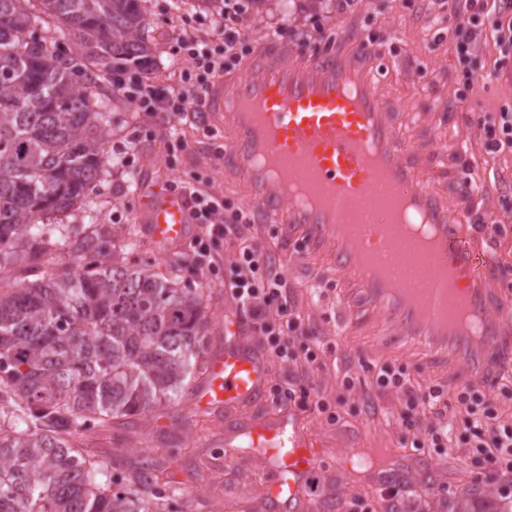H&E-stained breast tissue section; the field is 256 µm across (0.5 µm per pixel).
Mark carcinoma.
<instances>
[{
  "label": "carcinoma",
  "instance_id": "carcinoma-1",
  "mask_svg": "<svg viewBox=\"0 0 512 512\" xmlns=\"http://www.w3.org/2000/svg\"><path fill=\"white\" fill-rule=\"evenodd\" d=\"M147 0H0V267L48 239L105 171L104 82L149 58ZM74 40L35 35L42 16ZM100 230L59 234L67 272L0 294V512H167L180 494L145 453L115 472L73 446L189 386L209 332L202 296L109 263ZM450 512H502L474 483Z\"/></svg>",
  "mask_w": 512,
  "mask_h": 512
}]
</instances>
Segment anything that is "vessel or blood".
Masks as SVG:
<instances>
[{"mask_svg": "<svg viewBox=\"0 0 512 512\" xmlns=\"http://www.w3.org/2000/svg\"><path fill=\"white\" fill-rule=\"evenodd\" d=\"M377 54L371 45L299 56L265 51L240 72L220 77L203 109L232 130L224 157L246 186V204L254 213L300 231L309 251L328 256L389 325L400 329L405 342L463 361L473 382L483 384L512 355V299L491 291L480 252L462 244L469 212L450 209L419 180L411 146L397 137L379 97ZM298 170L312 199H293L284 190ZM380 181L394 190L382 204L387 223H396L400 207H407L431 225L435 246L448 261V275L434 276L422 299L409 298L403 283L365 274L361 251L337 230L351 211L363 209ZM138 196L155 243L185 241L190 222L185 195L143 185ZM452 274L466 283L455 295L448 292ZM266 380V359L249 343L241 317L225 313L224 349L208 356L192 407L231 411L262 403ZM245 433L275 461L265 482L268 495L293 505L318 463L322 440L292 410L255 419Z\"/></svg>", "mask_w": 512, "mask_h": 512, "instance_id": "b4317fda", "label": "vessel or blood"}]
</instances>
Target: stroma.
Masks as SVG:
<instances>
[{
    "label": "stroma",
    "mask_w": 512,
    "mask_h": 512,
    "mask_svg": "<svg viewBox=\"0 0 512 512\" xmlns=\"http://www.w3.org/2000/svg\"><path fill=\"white\" fill-rule=\"evenodd\" d=\"M156 35L149 76L179 90L189 62L179 52L173 33L184 23L215 32L224 14L201 0H148ZM252 51H260L271 28L282 27L280 47L290 53L323 52L327 45L312 40L314 29L342 35L350 44L374 37L383 51L375 60L380 96L390 108L396 134L409 140L424 171L452 208H466L472 222L467 235L487 248L489 284L512 296V149L489 151L483 123L501 109L512 108V62L498 65L491 32L480 33L474 54L477 75L465 81L448 33L447 15L433 0H358L354 10L338 11L336 0L322 5L293 0L282 8L267 0L260 20L249 23ZM112 124L106 145L107 171L87 200L89 212L74 211L67 219L71 239L81 240L97 222L112 228L110 259L118 265H149L155 272L178 266L180 285L204 296L210 333L207 353L224 348V313L238 303L224 286V271L239 252L237 240L212 241L210 227L191 224L187 241L164 249L148 236L137 203L136 184L160 187L189 182L224 201L244 207V192L224 171V136L205 113L177 118L150 116L122 94L110 96ZM181 139L182 147L172 146ZM243 237L259 240L281 275L288 305L304 329L290 347L291 358L268 361L263 405L200 413L191 407V392L157 406L149 415L131 419L122 429L100 427L81 433L79 447L125 466L149 451L159 460L178 458L194 477L178 473L181 497L173 512H272L265 495L266 459L241 448V429L250 420L278 409V388L310 385L320 390L324 409L305 410L308 427L328 444L326 456L304 488L296 510L279 512H401L419 504L423 512H449V504L473 478L493 482L495 489L512 485V476L496 472L482 456L466 448L410 450L408 459L384 463L383 476L393 475L398 497L385 495L386 485L340 464L353 448L371 453L400 447L404 434L399 415L405 409L396 391L377 384L381 368L406 372L415 384H438L456 393L472 382L464 363L442 361L428 350H405L400 332L387 327L357 288L321 258L306 254L300 237L285 226L260 221L248 213ZM68 253L48 248L36 259L0 269V280L28 283L66 271ZM320 366L309 369L306 354Z\"/></svg>",
    "instance_id": "obj_1"
}]
</instances>
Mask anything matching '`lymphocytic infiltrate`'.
Segmentation results:
<instances>
[{
    "label": "lymphocytic infiltrate",
    "mask_w": 512,
    "mask_h": 512,
    "mask_svg": "<svg viewBox=\"0 0 512 512\" xmlns=\"http://www.w3.org/2000/svg\"><path fill=\"white\" fill-rule=\"evenodd\" d=\"M485 30L493 33L501 60L512 59V0H464L462 6L454 10L449 33L463 74H470L476 38ZM247 36L245 0H224V27L217 34L209 38H195L182 29L175 35L177 43L186 50L192 62L191 69L183 76L181 92L172 95L153 84L139 83L124 88L123 93L147 113L164 112L174 118L185 112L198 111L215 79L235 70L240 64L248 51ZM181 191L189 197L193 219L212 221V236L218 239L238 236L242 212H234L227 219L221 218L224 201L190 184L183 185ZM224 285L239 304L248 309L251 326L259 335L265 336L269 355L286 358L300 324L288 310L281 277L272 271L258 243L242 247L237 262L224 277ZM270 307L277 308L279 319L267 317L266 310ZM378 382L382 386L399 389L408 403V412L401 415L402 424L408 430L414 427V409L436 406L446 397L441 386L414 388L406 373L387 367L380 371ZM457 401L460 408L452 421L438 417L431 422L422 441L423 447H447L456 425L460 424L471 434L470 439L464 440V447L475 448L493 467L512 473V425L498 424L495 412L485 406L483 393L478 387L467 388L458 395Z\"/></svg>",
    "instance_id": "f902f5d3"
}]
</instances>
